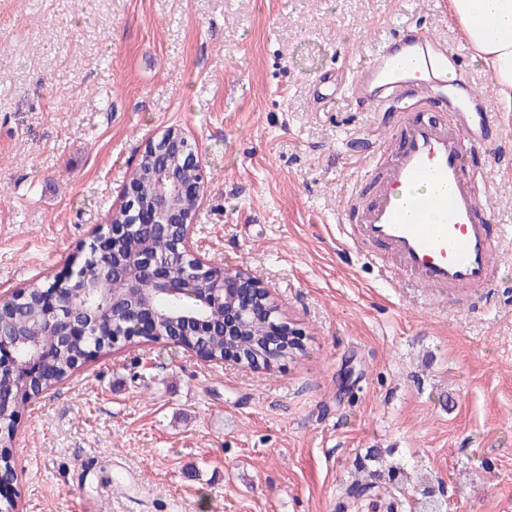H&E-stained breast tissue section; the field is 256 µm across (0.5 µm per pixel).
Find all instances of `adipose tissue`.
<instances>
[{
  "label": "adipose tissue",
  "instance_id": "adipose-tissue-1",
  "mask_svg": "<svg viewBox=\"0 0 512 512\" xmlns=\"http://www.w3.org/2000/svg\"><path fill=\"white\" fill-rule=\"evenodd\" d=\"M448 14L488 73L503 110L512 112V0H448Z\"/></svg>",
  "mask_w": 512,
  "mask_h": 512
}]
</instances>
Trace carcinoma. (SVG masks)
I'll use <instances>...</instances> for the list:
<instances>
[{"label": "carcinoma", "instance_id": "obj_1", "mask_svg": "<svg viewBox=\"0 0 512 512\" xmlns=\"http://www.w3.org/2000/svg\"><path fill=\"white\" fill-rule=\"evenodd\" d=\"M166 167L177 169L178 164L172 155L159 150L155 153L144 151L131 174V184L139 187L141 193L135 206L151 208L155 203L153 188L156 172ZM178 228L172 227L165 234H159L145 224H136L118 240L120 249L128 253H150L164 260L168 273L173 279L187 278L195 287L209 290L215 287L216 276L221 269L212 266L198 267L190 259L178 254ZM47 285L32 281L19 290L18 299L0 305V333L10 335L25 327H30L34 334L41 337V346L46 354V371L38 378L26 379L10 367L0 369V387L13 391L15 401L8 414L0 422V474L8 476L14 470V429L11 421L21 415L30 399L40 391L53 387L67 379L77 366V357L93 359L100 353L112 349V338L122 343L136 340L126 335L130 330V310L121 305H112L113 300L125 294V284L121 276L98 280V297L110 304V309L103 314L106 323L114 328L113 336H92L78 345L64 347L59 344L57 336L63 328L59 319L47 322L43 296ZM195 307V300L188 297L167 298L159 300L156 314L161 319L182 314ZM268 303L256 301L252 310L244 315V325L236 336H224L221 330L224 321L225 300L215 303L207 312L211 330L200 336L194 326L185 322L176 324L177 336L174 343L196 351L198 357L206 362L219 361L229 351H234L243 362L255 369L270 366L267 360L268 346L272 341L278 342L280 359L291 361L303 353L304 344L301 336L293 334L285 324L277 323L275 317L268 314ZM391 450L369 448L363 457L354 462L352 482L345 488L349 495L347 505L355 509L362 496L368 497L384 494L392 498L396 507L402 512H444L442 500L429 489H423L421 497L410 498L405 486L401 484L405 469L402 464L388 460Z\"/></svg>", "mask_w": 512, "mask_h": 512}]
</instances>
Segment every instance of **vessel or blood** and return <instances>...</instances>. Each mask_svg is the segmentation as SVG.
Segmentation results:
<instances>
[{
	"mask_svg": "<svg viewBox=\"0 0 512 512\" xmlns=\"http://www.w3.org/2000/svg\"><path fill=\"white\" fill-rule=\"evenodd\" d=\"M430 32L413 40L395 34L351 75L363 105L396 110L389 160L378 173L354 224L342 227L345 244H369L395 258L402 278L438 296L488 298L498 287L493 260L504 238L477 193L468 155L488 144L487 113L424 116L423 105L443 101L446 87L475 93L461 69L447 71L448 50Z\"/></svg>",
	"mask_w": 512,
	"mask_h": 512,
	"instance_id": "obj_1",
	"label": "vessel or blood"
}]
</instances>
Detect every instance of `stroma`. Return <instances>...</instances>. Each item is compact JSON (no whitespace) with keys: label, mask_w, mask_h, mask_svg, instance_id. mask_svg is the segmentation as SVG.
<instances>
[{"label":"stroma","mask_w":512,"mask_h":512,"mask_svg":"<svg viewBox=\"0 0 512 512\" xmlns=\"http://www.w3.org/2000/svg\"><path fill=\"white\" fill-rule=\"evenodd\" d=\"M415 24L499 116L447 0H0V295L81 260L173 125L207 181L200 255L257 275L305 333L268 371L164 339L79 364L18 418L19 512H341L370 448L448 512H512V241L491 304L434 306L340 239L369 168L348 146L387 135L347 79ZM506 146L512 124L471 163L512 227Z\"/></svg>","instance_id":"35a3bbf8"}]
</instances>
